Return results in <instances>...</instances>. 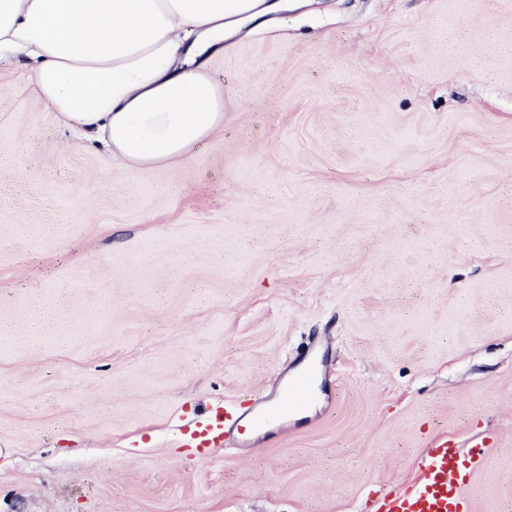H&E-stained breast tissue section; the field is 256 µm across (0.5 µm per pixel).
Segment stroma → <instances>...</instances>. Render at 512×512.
Here are the masks:
<instances>
[{"label":"stroma","mask_w":512,"mask_h":512,"mask_svg":"<svg viewBox=\"0 0 512 512\" xmlns=\"http://www.w3.org/2000/svg\"><path fill=\"white\" fill-rule=\"evenodd\" d=\"M208 69L223 127L134 171L0 61V512H374L442 436L512 512V0H288ZM311 378L303 376L288 385L280 406L282 408L300 409L310 396ZM244 408L239 400L224 403L216 408L210 417L196 421L192 429L181 436L183 446L187 448H218L224 443V433L230 428H238L244 420L247 429H257L266 419L259 409Z\"/></svg>","instance_id":"35a3bbf8"}]
</instances>
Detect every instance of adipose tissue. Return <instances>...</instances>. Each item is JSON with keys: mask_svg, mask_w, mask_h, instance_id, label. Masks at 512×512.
I'll return each mask as SVG.
<instances>
[{"mask_svg": "<svg viewBox=\"0 0 512 512\" xmlns=\"http://www.w3.org/2000/svg\"><path fill=\"white\" fill-rule=\"evenodd\" d=\"M278 0H0V58L31 64L57 121L121 166L185 157L224 124L207 70L225 29Z\"/></svg>", "mask_w": 512, "mask_h": 512, "instance_id": "ef3b65f1", "label": "adipose tissue"}]
</instances>
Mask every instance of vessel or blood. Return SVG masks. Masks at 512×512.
<instances>
[{
    "label": "vessel or blood",
    "instance_id": "vessel-or-blood-1",
    "mask_svg": "<svg viewBox=\"0 0 512 512\" xmlns=\"http://www.w3.org/2000/svg\"><path fill=\"white\" fill-rule=\"evenodd\" d=\"M311 378L303 376L290 383L282 407L300 409L310 396ZM265 419L260 410L244 409L241 401L218 406L210 417L196 421L181 436L188 448H217L223 445L228 429L246 425L257 428ZM487 458L483 445L477 444L468 453H460L448 439L435 441L420 461L421 479L411 488L392 490L377 500V512H473L467 491L476 471Z\"/></svg>",
    "mask_w": 512,
    "mask_h": 512
}]
</instances>
